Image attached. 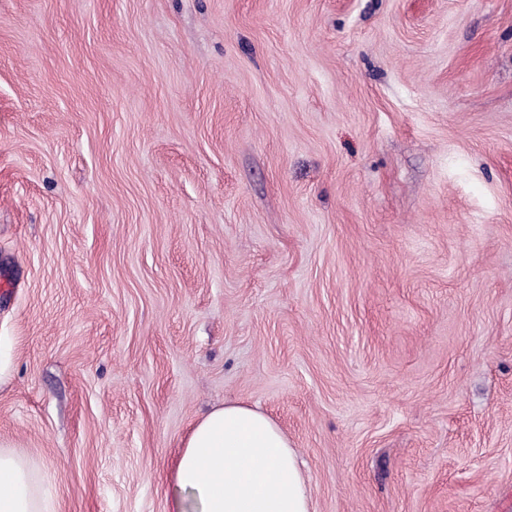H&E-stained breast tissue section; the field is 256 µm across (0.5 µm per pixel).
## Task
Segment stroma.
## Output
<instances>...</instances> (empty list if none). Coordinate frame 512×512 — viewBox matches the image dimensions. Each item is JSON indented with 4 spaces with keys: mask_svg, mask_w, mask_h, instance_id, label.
<instances>
[{
    "mask_svg": "<svg viewBox=\"0 0 512 512\" xmlns=\"http://www.w3.org/2000/svg\"><path fill=\"white\" fill-rule=\"evenodd\" d=\"M2 275L60 512L228 403L312 512H512V0H0Z\"/></svg>",
    "mask_w": 512,
    "mask_h": 512,
    "instance_id": "stroma-1",
    "label": "stroma"
}]
</instances>
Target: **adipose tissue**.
<instances>
[{
	"instance_id": "1",
	"label": "adipose tissue",
	"mask_w": 512,
	"mask_h": 512,
	"mask_svg": "<svg viewBox=\"0 0 512 512\" xmlns=\"http://www.w3.org/2000/svg\"><path fill=\"white\" fill-rule=\"evenodd\" d=\"M168 512H311L298 452L262 412L227 404L200 419L171 470ZM0 512H60L36 461L0 443Z\"/></svg>"
}]
</instances>
